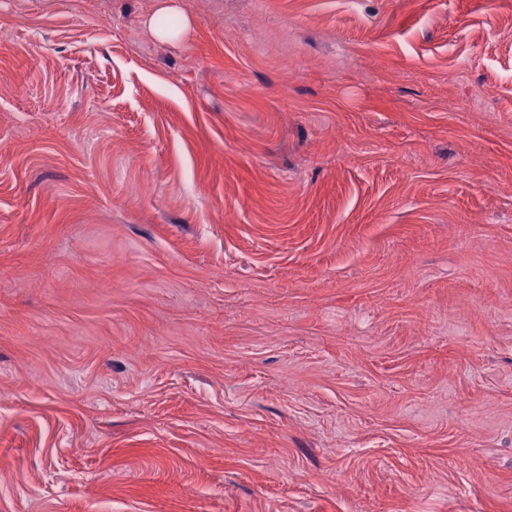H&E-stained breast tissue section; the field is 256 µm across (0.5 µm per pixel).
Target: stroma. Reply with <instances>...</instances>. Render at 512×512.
Wrapping results in <instances>:
<instances>
[{
  "mask_svg": "<svg viewBox=\"0 0 512 512\" xmlns=\"http://www.w3.org/2000/svg\"><path fill=\"white\" fill-rule=\"evenodd\" d=\"M1 27L0 512H512V0Z\"/></svg>",
  "mask_w": 512,
  "mask_h": 512,
  "instance_id": "35a3bbf8",
  "label": "stroma"
}]
</instances>
